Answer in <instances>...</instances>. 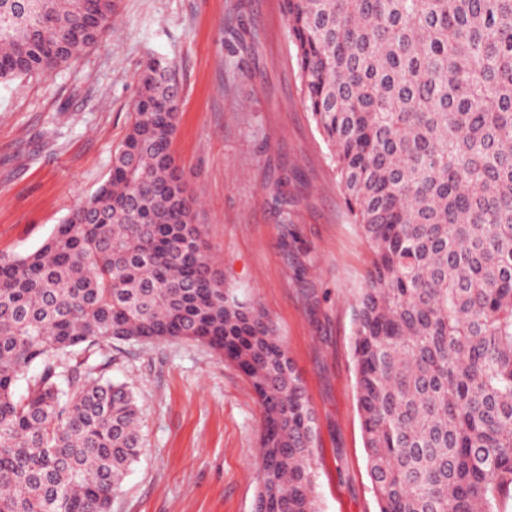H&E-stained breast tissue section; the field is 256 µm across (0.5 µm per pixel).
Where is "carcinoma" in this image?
<instances>
[{
  "label": "carcinoma",
  "instance_id": "1",
  "mask_svg": "<svg viewBox=\"0 0 512 512\" xmlns=\"http://www.w3.org/2000/svg\"><path fill=\"white\" fill-rule=\"evenodd\" d=\"M304 103L371 270L355 386L378 512L512 499V0H282ZM115 0H0V81L48 76ZM179 87L147 54L108 179L0 255V512H110L140 453L112 342H200L263 412L255 512H319L309 401L263 309L203 247L171 155ZM24 393L17 384L30 369Z\"/></svg>",
  "mask_w": 512,
  "mask_h": 512
}]
</instances>
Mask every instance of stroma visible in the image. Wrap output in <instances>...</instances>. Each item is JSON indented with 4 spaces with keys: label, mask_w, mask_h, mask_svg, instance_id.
Wrapping results in <instances>:
<instances>
[{
    "label": "stroma",
    "mask_w": 512,
    "mask_h": 512,
    "mask_svg": "<svg viewBox=\"0 0 512 512\" xmlns=\"http://www.w3.org/2000/svg\"><path fill=\"white\" fill-rule=\"evenodd\" d=\"M149 53L177 66L171 152L208 252L273 320L308 397L320 512H377L352 348L370 252L304 106L281 0H116L111 30L66 67L0 83V254L37 249L105 182ZM112 356L142 434L112 512H254L261 409L241 372L184 339Z\"/></svg>",
    "instance_id": "1"
}]
</instances>
